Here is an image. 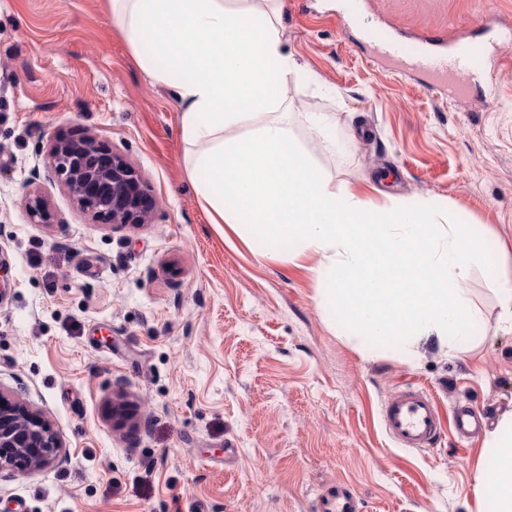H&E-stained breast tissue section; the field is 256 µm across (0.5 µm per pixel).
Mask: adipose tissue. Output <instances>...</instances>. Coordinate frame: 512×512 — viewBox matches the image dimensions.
Listing matches in <instances>:
<instances>
[{
    "label": "adipose tissue",
    "mask_w": 512,
    "mask_h": 512,
    "mask_svg": "<svg viewBox=\"0 0 512 512\" xmlns=\"http://www.w3.org/2000/svg\"><path fill=\"white\" fill-rule=\"evenodd\" d=\"M141 68L173 85L184 161L209 223L262 257L311 256L319 305L360 353L397 344L411 356L469 341L479 312L464 287L476 267L503 268L506 245L432 199L379 206L331 176L291 127L282 0H103ZM481 512H512V413L484 438Z\"/></svg>",
    "instance_id": "1"
}]
</instances>
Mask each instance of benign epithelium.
Instances as JSON below:
<instances>
[{"instance_id": "7a95c632", "label": "benign epithelium", "mask_w": 512, "mask_h": 512, "mask_svg": "<svg viewBox=\"0 0 512 512\" xmlns=\"http://www.w3.org/2000/svg\"><path fill=\"white\" fill-rule=\"evenodd\" d=\"M48 163L73 205L93 223H152L150 186L124 156L106 149L95 135L54 139ZM26 207L32 223H48L46 196L27 192ZM61 448L59 434L40 413L0 391V472L44 468Z\"/></svg>"}]
</instances>
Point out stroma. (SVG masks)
I'll return each instance as SVG.
<instances>
[{"label":"stroma","mask_w":512,"mask_h":512,"mask_svg":"<svg viewBox=\"0 0 512 512\" xmlns=\"http://www.w3.org/2000/svg\"><path fill=\"white\" fill-rule=\"evenodd\" d=\"M302 67L294 112H331L346 154L312 156L375 204L436 198L512 248V77L476 73L455 100L371 62L341 0H284ZM404 36H465L512 58V0H368ZM496 15L489 34L476 27ZM180 105L153 84L100 0H0V386L41 411L64 448L0 473V512H317L335 483L362 512H478L482 439L444 431L400 447L380 409L402 386L512 412V330L487 288L465 348L362 356L325 324L305 268L261 258L208 223L183 162ZM87 131L155 200L152 223H92L53 178L51 141ZM54 219L31 223L25 193Z\"/></svg>","instance_id":"35a3bbf8"}]
</instances>
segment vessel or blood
I'll return each mask as SVG.
<instances>
[{
    "label": "vessel or blood",
    "mask_w": 512,
    "mask_h": 512,
    "mask_svg": "<svg viewBox=\"0 0 512 512\" xmlns=\"http://www.w3.org/2000/svg\"><path fill=\"white\" fill-rule=\"evenodd\" d=\"M362 34L373 49L375 59L406 73L436 81L449 96L465 95L463 74L487 67L496 74L512 71V62L487 57L482 46L465 39L432 40L405 37L383 26L363 28ZM455 432L464 438L478 436L488 423L487 416L469 406L455 407L451 415ZM386 432L401 447L430 448L441 434V416L434 398L422 388L409 385L391 396L382 407ZM320 512H361V502L344 483H337L320 500Z\"/></svg>",
    "instance_id": "b4317fda"
}]
</instances>
